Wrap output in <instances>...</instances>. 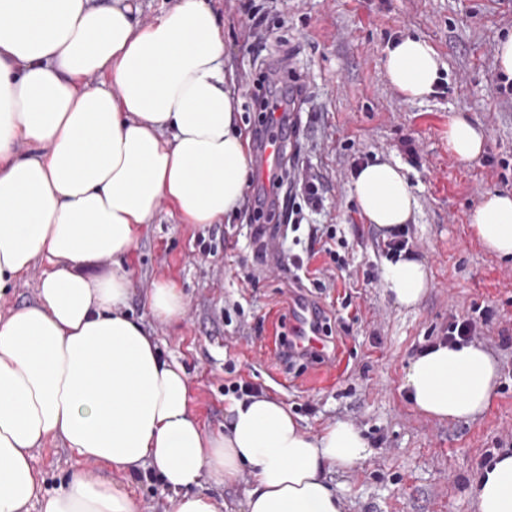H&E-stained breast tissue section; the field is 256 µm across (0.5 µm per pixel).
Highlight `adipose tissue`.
<instances>
[{
  "label": "adipose tissue",
  "instance_id": "ef3b65f1",
  "mask_svg": "<svg viewBox=\"0 0 512 512\" xmlns=\"http://www.w3.org/2000/svg\"><path fill=\"white\" fill-rule=\"evenodd\" d=\"M137 12L133 0H0V295L37 261L49 265L36 302L0 317V512H28L40 497L44 512H137L112 470L151 471L174 512H220L203 483L233 484L245 470V512H343L325 474L372 455L356 426L306 433L263 394L231 399L223 431H206L189 412L185 367L162 359L124 311L123 261L162 204L184 223L217 224L240 208L252 174L208 0H178L147 23ZM384 68L411 100L439 80L437 53L420 37L389 44ZM483 142L465 115L449 119L460 162L476 160ZM352 195L387 232L417 209L402 165L388 159L359 167ZM469 226L488 251L512 257V195L487 193ZM381 285L397 305L416 306L427 266L400 255ZM148 304L165 323L186 313L170 282ZM497 383L495 361L472 343L427 348L403 377L416 410L453 422L486 410ZM50 438L104 475L73 471L42 497L33 452ZM470 495L475 512H512V452L484 466Z\"/></svg>",
  "mask_w": 512,
  "mask_h": 512
}]
</instances>
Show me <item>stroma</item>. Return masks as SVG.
Instances as JSON below:
<instances>
[{
	"mask_svg": "<svg viewBox=\"0 0 512 512\" xmlns=\"http://www.w3.org/2000/svg\"><path fill=\"white\" fill-rule=\"evenodd\" d=\"M224 26V68L237 125L250 133L258 114L254 79L278 72L284 87H300V119L288 136L296 164L323 185L320 210L288 226V196L272 212L249 203L222 224H187L163 204L135 243L127 267V313L150 331L162 358L190 375V412L206 431L224 427V384L242 380L277 397L301 428L316 433L344 420L370 441L374 453L350 470L328 473L345 512H474L469 486L496 454L512 451V259L484 249L469 215L487 192L512 194V101L494 92L496 53L512 34V0H210ZM260 19L250 29L249 16ZM419 36L435 49L440 80L422 100L405 99L388 81L387 45ZM462 113L485 134L481 156L462 163L448 149V120ZM382 156L398 161L414 188L418 209L406 229L411 251L428 267L432 285L413 309L394 305L378 275L387 256L375 225L360 216L351 195L355 162ZM282 243L287 255H305L308 225L332 224L345 269L317 254L325 287L308 293L325 309L335 353L309 386L299 370L276 363L266 346L289 314L288 280L267 265L252 236ZM182 288L186 314L158 322L147 296L155 284ZM349 307H342L343 298ZM474 344L499 370L490 407L465 422H440L417 412L402 388L404 368L431 337L474 318ZM33 464L52 492L74 467L88 477L99 465L76 464L54 439L34 452ZM131 485L139 512H171L170 493L143 474L111 472Z\"/></svg>",
	"mask_w": 512,
	"mask_h": 512,
	"instance_id": "obj_1",
	"label": "stroma"
}]
</instances>
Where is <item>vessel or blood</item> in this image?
<instances>
[{"label":"vessel or blood","instance_id":"vessel-or-blood-1","mask_svg":"<svg viewBox=\"0 0 512 512\" xmlns=\"http://www.w3.org/2000/svg\"><path fill=\"white\" fill-rule=\"evenodd\" d=\"M283 129V124H273L264 129L258 138V175L261 182L270 187L280 183L286 169ZM278 353L303 357L315 367L327 357L329 339L326 317L308 294L295 295L289 311L288 334L281 338Z\"/></svg>","mask_w":512,"mask_h":512}]
</instances>
